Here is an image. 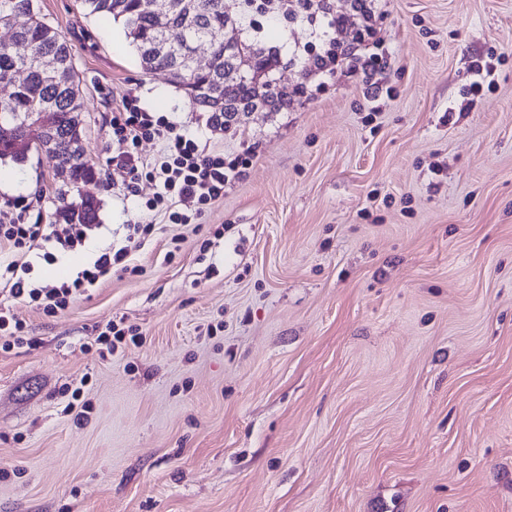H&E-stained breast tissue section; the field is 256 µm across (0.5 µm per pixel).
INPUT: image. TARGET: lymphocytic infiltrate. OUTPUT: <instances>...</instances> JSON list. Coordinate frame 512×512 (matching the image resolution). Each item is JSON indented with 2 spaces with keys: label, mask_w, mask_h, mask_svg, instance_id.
Returning a JSON list of instances; mask_svg holds the SVG:
<instances>
[{
  "label": "lymphocytic infiltrate",
  "mask_w": 512,
  "mask_h": 512,
  "mask_svg": "<svg viewBox=\"0 0 512 512\" xmlns=\"http://www.w3.org/2000/svg\"><path fill=\"white\" fill-rule=\"evenodd\" d=\"M385 0H349V10L336 12L330 0H246L249 15H281L284 20L301 22L309 32L304 44L295 46L294 55H309L313 64L294 94L311 98L327 88L328 81L353 80L361 84L368 102L395 99L398 91L389 79L392 54L378 36ZM112 129L113 185L127 193L138 190L140 182L153 183L156 191L146 207L164 210L171 223H199L206 210L224 195L226 186L244 176L252 163L251 154L225 159L178 130L166 116L146 111L134 91H127L122 106L110 120ZM161 142L160 155L151 162L140 160L137 149L142 141ZM4 207L9 216L0 224V245L25 255L22 264H9L0 270V349L11 350L27 341V325L11 310L9 303L23 300L54 316L66 310L98 280L116 272H130V256L154 232L153 225L132 224L125 243L106 248L94 261L69 281L38 284L26 279L29 257L54 260L56 249L75 250L85 244L88 227L68 224L57 227L35 221L36 207L29 199H10Z\"/></svg>",
  "instance_id": "lymphocytic-infiltrate-1"
}]
</instances>
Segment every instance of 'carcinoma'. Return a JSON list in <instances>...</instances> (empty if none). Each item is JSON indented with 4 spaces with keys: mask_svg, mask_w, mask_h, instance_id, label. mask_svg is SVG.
I'll use <instances>...</instances> for the list:
<instances>
[{
    "mask_svg": "<svg viewBox=\"0 0 512 512\" xmlns=\"http://www.w3.org/2000/svg\"><path fill=\"white\" fill-rule=\"evenodd\" d=\"M171 2L169 22L186 30V41L178 53L159 55L154 45L162 39V31L149 0H81L88 14L122 22L142 69L168 72L191 106L209 114L214 127L222 128L258 105L276 111L288 107L283 93L259 88L249 78L239 80L235 97L224 100V78L236 75L242 58L251 60L258 71L278 65V54L257 42H225V32L238 31V0H195L190 13L182 0ZM0 27L9 29L15 41L28 47V54L19 58L10 46L0 44V81L16 68L26 72L11 98L0 101V160L24 161L25 156L15 154L13 140L28 139L53 168L68 171L67 180L57 191L60 205L54 213L55 222L94 224L99 205L81 194V185L94 180L97 170L85 154L86 107L67 41L34 11L32 0H0ZM202 44L209 47L210 60L206 68L198 69L186 59ZM47 56L56 61L58 74L43 68L41 59Z\"/></svg>",
    "mask_w": 512,
    "mask_h": 512,
    "instance_id": "1",
    "label": "carcinoma"
}]
</instances>
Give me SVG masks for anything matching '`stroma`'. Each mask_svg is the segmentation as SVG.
<instances>
[{"label":"stroma","mask_w":512,"mask_h":512,"mask_svg":"<svg viewBox=\"0 0 512 512\" xmlns=\"http://www.w3.org/2000/svg\"><path fill=\"white\" fill-rule=\"evenodd\" d=\"M71 48L85 148L101 179L83 248L38 260L72 279L127 224L154 225L116 273L54 317L17 300L29 345L0 350V512H512V0H387L399 90L369 113L358 82L219 130L122 23L33 0ZM241 36L277 51L281 92L307 68L282 19ZM502 56L463 111L474 52ZM141 107L232 157L254 155L201 229L104 189L109 120ZM54 221L44 156L0 161ZM180 249L168 256V244ZM142 346L85 351L107 323ZM84 380L75 420L64 384Z\"/></svg>","instance_id":"obj_1"}]
</instances>
